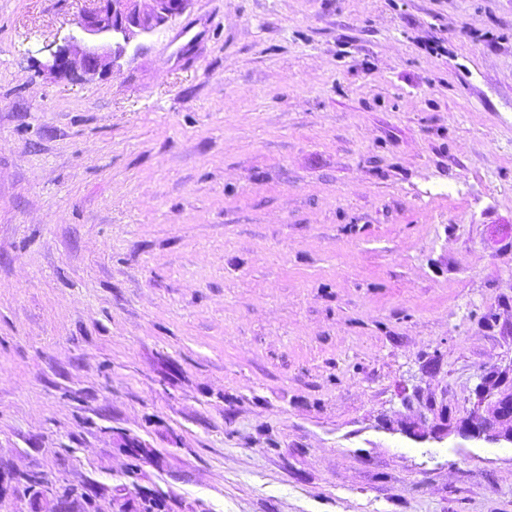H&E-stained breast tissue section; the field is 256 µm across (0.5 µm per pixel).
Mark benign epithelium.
I'll return each mask as SVG.
<instances>
[{
  "mask_svg": "<svg viewBox=\"0 0 512 512\" xmlns=\"http://www.w3.org/2000/svg\"><path fill=\"white\" fill-rule=\"evenodd\" d=\"M189 0H91L44 67L59 76L110 75L131 42L153 34L184 13ZM476 408L455 424L465 439L512 445V388L492 386L481 378Z\"/></svg>",
  "mask_w": 512,
  "mask_h": 512,
  "instance_id": "1",
  "label": "benign epithelium"
}]
</instances>
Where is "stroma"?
Wrapping results in <instances>:
<instances>
[{"instance_id":"1","label":"stroma","mask_w":512,"mask_h":512,"mask_svg":"<svg viewBox=\"0 0 512 512\" xmlns=\"http://www.w3.org/2000/svg\"><path fill=\"white\" fill-rule=\"evenodd\" d=\"M0 0V512H512L431 426L512 380V0H191L120 70Z\"/></svg>"}]
</instances>
